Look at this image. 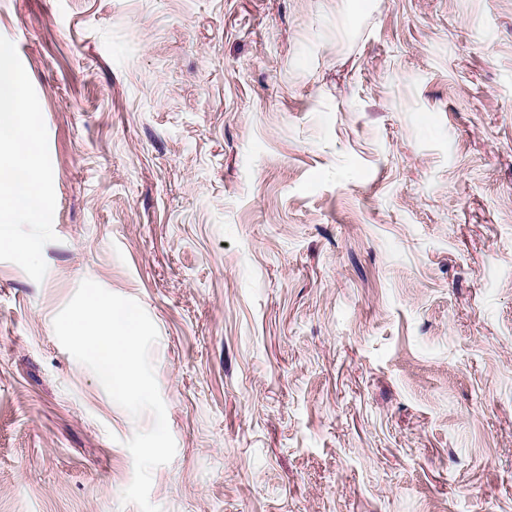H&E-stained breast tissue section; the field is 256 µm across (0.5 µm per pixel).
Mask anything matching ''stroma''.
Returning <instances> with one entry per match:
<instances>
[{"label":"stroma","instance_id":"stroma-1","mask_svg":"<svg viewBox=\"0 0 512 512\" xmlns=\"http://www.w3.org/2000/svg\"><path fill=\"white\" fill-rule=\"evenodd\" d=\"M56 239L0 261V512H139L58 341L155 324L162 512H512V0H0Z\"/></svg>","mask_w":512,"mask_h":512}]
</instances>
